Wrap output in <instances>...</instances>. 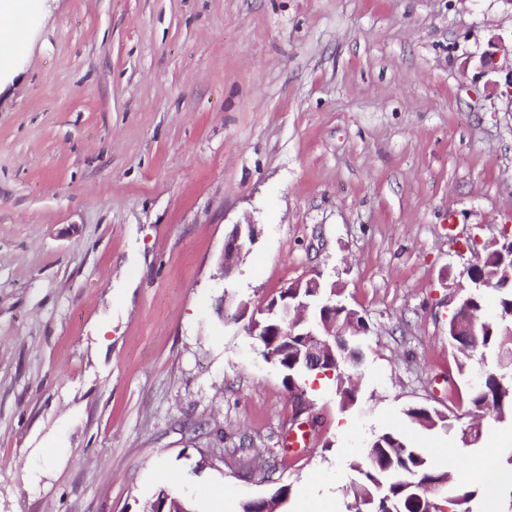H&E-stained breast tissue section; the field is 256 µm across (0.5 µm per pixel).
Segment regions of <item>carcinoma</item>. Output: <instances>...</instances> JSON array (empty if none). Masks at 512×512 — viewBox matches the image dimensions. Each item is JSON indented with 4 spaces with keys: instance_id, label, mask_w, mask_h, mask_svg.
I'll return each mask as SVG.
<instances>
[{
    "instance_id": "obj_1",
    "label": "carcinoma",
    "mask_w": 512,
    "mask_h": 512,
    "mask_svg": "<svg viewBox=\"0 0 512 512\" xmlns=\"http://www.w3.org/2000/svg\"><path fill=\"white\" fill-rule=\"evenodd\" d=\"M512 260L490 251L471 265L469 277L485 280L480 289L473 288L459 301L457 308L479 313L484 309V293L498 292L496 313L484 320L462 318L457 327L448 321V340L462 354L469 357L481 352L494 357V363L480 370L478 377H469L466 408L462 412L448 409L442 412L426 406H412L404 410L411 423L428 430L448 432L462 444L475 445L483 434L480 417L488 414L498 423L512 420ZM267 327L264 337L266 356H273L288 371V389L299 388L297 379L308 377L312 372L304 366L307 337L278 336L275 321L270 314L261 316ZM363 336L350 337L348 347L336 349L337 361H324L320 372H338L350 368L356 360L352 349L361 345ZM357 477L350 481L349 490L353 501L346 505L347 512H367L375 504L379 512H479L483 493L490 480H482L479 486L457 487L451 482V472L436 467L418 448L407 445L392 432H380L369 439L364 459L350 465ZM448 481V494L434 498L426 488L438 482ZM181 496L173 491H161L147 512H174Z\"/></svg>"
}]
</instances>
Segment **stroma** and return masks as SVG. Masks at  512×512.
<instances>
[{"label": "stroma", "mask_w": 512, "mask_h": 512, "mask_svg": "<svg viewBox=\"0 0 512 512\" xmlns=\"http://www.w3.org/2000/svg\"><path fill=\"white\" fill-rule=\"evenodd\" d=\"M0 71V512H145L173 487L346 512L394 431L463 484L512 447L404 411L460 406L448 341L469 238L512 225V94L476 62L512 0H32ZM255 243L224 274L235 224ZM368 332L353 405L247 330L299 279ZM308 445L292 448L289 432ZM60 449L46 459L44 448ZM275 471H267V461Z\"/></svg>", "instance_id": "obj_1"}]
</instances>
